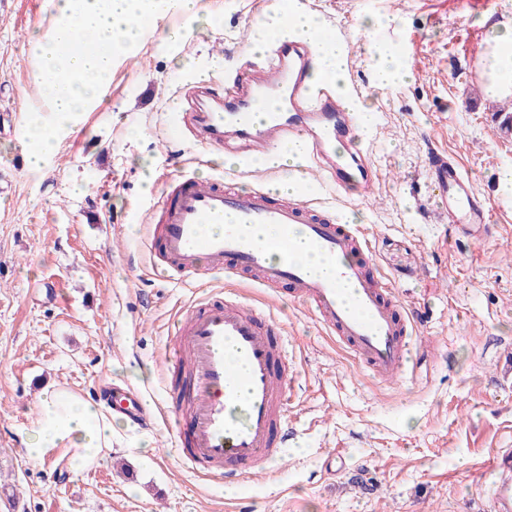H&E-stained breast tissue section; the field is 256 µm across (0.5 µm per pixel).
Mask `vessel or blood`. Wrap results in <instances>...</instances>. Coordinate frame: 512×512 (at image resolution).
<instances>
[{
    "mask_svg": "<svg viewBox=\"0 0 512 512\" xmlns=\"http://www.w3.org/2000/svg\"><path fill=\"white\" fill-rule=\"evenodd\" d=\"M308 65L307 52L285 42L260 68L235 75L237 92L228 101L209 98L203 87L185 89L180 103L189 121L178 129V137L217 153L232 139L243 153L263 156L302 139L307 158L335 187L349 184L369 195L378 180L376 170L368 157L343 148L361 125L349 103L331 94L326 83L307 84ZM429 164L448 191L449 224L469 238L487 237L492 215L469 177L440 155L430 156ZM212 224L223 225V232H209ZM268 225L277 230L271 246L256 238L257 229ZM298 239L334 268L333 276L311 273L292 250ZM141 243L156 268L185 287L208 272L254 288L290 286L293 297L374 377L391 380L406 368L418 320L397 311L392 286L368 257L365 230L322 208L273 194L264 182L242 188L231 179L202 180L182 173L153 207ZM275 328L257 307L220 291L183 310L168 353L171 361L184 363L193 380L192 399L184 412L176 399H169L166 413L186 470L243 483L286 447L293 380L275 370L281 353ZM113 401L131 421L150 426L139 391L120 389ZM493 468L492 512H512V448L494 450Z\"/></svg>",
    "mask_w": 512,
    "mask_h": 512,
    "instance_id": "1",
    "label": "vessel or blood"
}]
</instances>
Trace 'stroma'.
<instances>
[{
    "label": "stroma",
    "instance_id": "35a3bbf8",
    "mask_svg": "<svg viewBox=\"0 0 512 512\" xmlns=\"http://www.w3.org/2000/svg\"><path fill=\"white\" fill-rule=\"evenodd\" d=\"M274 0H197L184 29L168 13L114 60L100 104L81 115L41 169H15L41 96L28 42L52 24V0H0V512H481L494 449L512 448V131L487 99L477 64L487 15L512 0H298L349 46V93L369 105L364 146L381 173L371 199L308 188L307 166L277 178L303 181L300 199L363 225L371 261L403 306L423 316L414 367L383 382L327 336L288 287L264 303L288 340L300 384L288 408L294 438L272 473L227 486L188 472L172 450V424L144 429L112 412L105 391L139 386L164 400L168 336L192 292L170 283L140 246L150 208L181 171L247 180L245 165L190 142L170 143L183 87L205 80L228 93V72ZM376 21L372 33L359 24ZM397 47L405 78L379 88L371 45ZM453 160L493 209L494 234L460 235L443 216L429 154ZM55 285L46 294L43 282ZM91 400L112 420V446L71 465V449L33 460L28 429L46 388Z\"/></svg>",
    "mask_w": 512,
    "mask_h": 512
}]
</instances>
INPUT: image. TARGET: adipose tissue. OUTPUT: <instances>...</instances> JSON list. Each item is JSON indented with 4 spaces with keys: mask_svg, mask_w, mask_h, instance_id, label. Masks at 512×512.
<instances>
[{
    "mask_svg": "<svg viewBox=\"0 0 512 512\" xmlns=\"http://www.w3.org/2000/svg\"><path fill=\"white\" fill-rule=\"evenodd\" d=\"M53 23L48 32L29 36L34 56L40 58L39 79L45 88L34 107L31 130L24 144L31 167L51 158L63 131L74 119L100 102V90L112 75V62L135 44L145 24L161 14L181 15L193 24L197 0H53ZM272 21H258L253 49L265 52L274 40L305 43L312 52L316 79L340 84L348 48L343 40L322 38L313 15L295 0H276ZM492 37L480 60V78L491 98L512 97V22H490ZM89 34L86 47L69 54L75 32ZM112 445V424L93 402L62 389L44 391L38 414L27 437L26 451L41 458L49 449L70 448L79 462L96 459Z\"/></svg>",
    "mask_w": 512,
    "mask_h": 512,
    "instance_id": "adipose-tissue-1",
    "label": "adipose tissue"
}]
</instances>
